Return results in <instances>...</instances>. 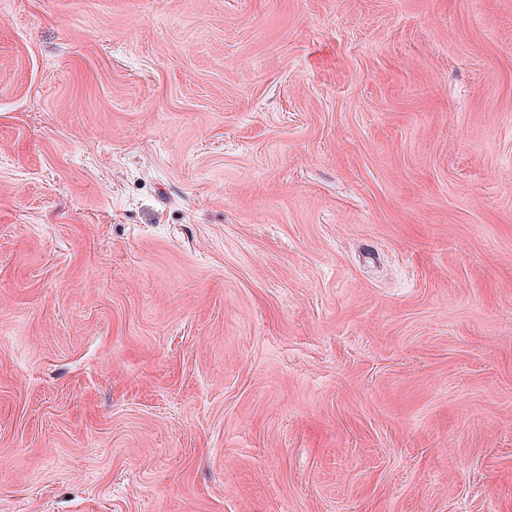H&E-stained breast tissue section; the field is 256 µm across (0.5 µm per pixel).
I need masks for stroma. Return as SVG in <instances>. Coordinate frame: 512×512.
Listing matches in <instances>:
<instances>
[{"instance_id": "obj_1", "label": "stroma", "mask_w": 512, "mask_h": 512, "mask_svg": "<svg viewBox=\"0 0 512 512\" xmlns=\"http://www.w3.org/2000/svg\"><path fill=\"white\" fill-rule=\"evenodd\" d=\"M0 512H512V0H0Z\"/></svg>"}]
</instances>
